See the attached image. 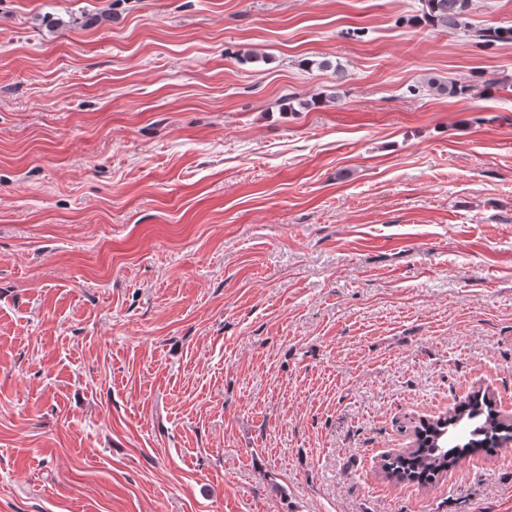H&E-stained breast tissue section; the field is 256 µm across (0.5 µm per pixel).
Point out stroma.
I'll use <instances>...</instances> for the list:
<instances>
[{
  "mask_svg": "<svg viewBox=\"0 0 512 512\" xmlns=\"http://www.w3.org/2000/svg\"><path fill=\"white\" fill-rule=\"evenodd\" d=\"M419 8L0 0V512H512L381 471L512 416V41Z\"/></svg>",
  "mask_w": 512,
  "mask_h": 512,
  "instance_id": "35a3bbf8",
  "label": "stroma"
}]
</instances>
